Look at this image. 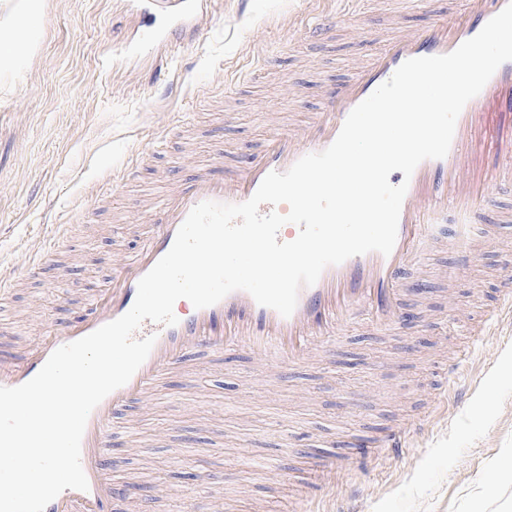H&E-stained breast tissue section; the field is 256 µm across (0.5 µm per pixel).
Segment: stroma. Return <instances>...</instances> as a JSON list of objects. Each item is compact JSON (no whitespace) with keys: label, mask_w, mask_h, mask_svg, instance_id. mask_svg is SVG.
<instances>
[{"label":"stroma","mask_w":512,"mask_h":512,"mask_svg":"<svg viewBox=\"0 0 512 512\" xmlns=\"http://www.w3.org/2000/svg\"><path fill=\"white\" fill-rule=\"evenodd\" d=\"M465 0H361L335 34L301 38L336 0H213L196 37L139 63L120 59L144 19L124 0H42L28 63L0 97V355L77 320L150 226L144 203L169 169L245 161L273 127L310 121L323 90L384 48L390 17L457 21ZM142 162L125 169L133 155ZM486 230L458 269L455 226L426 242L401 280L405 321L357 310L320 360L268 366L192 352L122 419L107 475L154 512H512V320L489 326L512 267V223ZM68 225L54 262L31 255ZM400 452L382 447L408 422ZM373 443L357 459L344 442Z\"/></svg>","instance_id":"35a3bbf8"}]
</instances>
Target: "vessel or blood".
Instances as JSON below:
<instances>
[{
	"label": "vessel or blood",
	"instance_id": "b4317fda",
	"mask_svg": "<svg viewBox=\"0 0 512 512\" xmlns=\"http://www.w3.org/2000/svg\"><path fill=\"white\" fill-rule=\"evenodd\" d=\"M508 1L467 0L465 18L451 26L438 22L421 29L399 25L389 34L386 49L337 85L311 121L285 132H273L263 148L240 168L221 172L217 160L193 167L191 175L176 181L173 191L151 212L150 233L134 254L123 259L109 287L86 299L78 320L51 326L41 344L0 363V386L27 382L55 349L129 311L140 278L171 248L179 226L195 205L207 200H248L268 173L286 171L302 156L327 148L350 111L404 61L453 51L475 36ZM208 7L207 0H179L167 24L153 29L151 41L165 42L176 32L196 28ZM337 21V13H320L308 21L303 36L311 41L324 40ZM495 112H512V61L502 64L483 90L466 104L446 157L421 162L408 178L399 171L390 174L392 185H408L393 251L386 256L371 252L327 267L316 284L301 288L291 316H281L259 305L249 293L236 291L213 306L178 312L174 326L144 321L135 336H155L152 351L130 381L108 395L87 421L81 464L88 490L63 491L45 512H115L122 491L104 474L115 421L130 402L147 395L165 372L184 362L189 349L220 356L244 351L263 356L271 364L295 363L323 350L346 323L352 308H365L377 325L395 324L400 278L416 245L435 237L440 217L455 211L464 236H471L470 218L478 211L492 209V191L512 188V140L499 143L491 162L481 148L482 123Z\"/></svg>",
	"mask_w": 512,
	"mask_h": 512
}]
</instances>
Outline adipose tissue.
<instances>
[{
  "mask_svg": "<svg viewBox=\"0 0 512 512\" xmlns=\"http://www.w3.org/2000/svg\"><path fill=\"white\" fill-rule=\"evenodd\" d=\"M41 0H0V87L23 66L36 36Z\"/></svg>",
  "mask_w": 512,
  "mask_h": 512,
  "instance_id": "ef3b65f1",
  "label": "adipose tissue"
}]
</instances>
